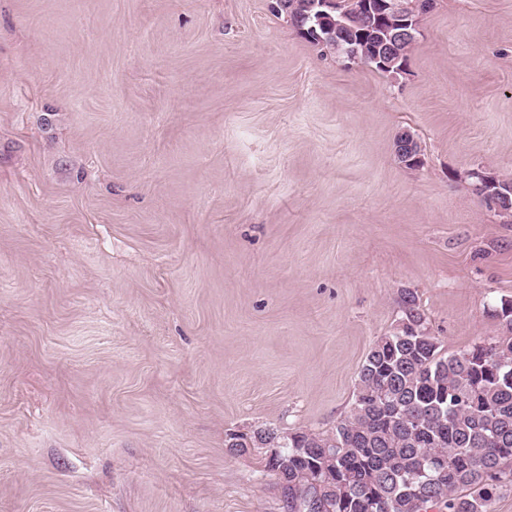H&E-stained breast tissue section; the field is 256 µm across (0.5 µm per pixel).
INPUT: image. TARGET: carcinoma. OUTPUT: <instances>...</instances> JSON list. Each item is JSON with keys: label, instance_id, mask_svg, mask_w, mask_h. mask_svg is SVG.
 <instances>
[{"label": "carcinoma", "instance_id": "cac0c4a2", "mask_svg": "<svg viewBox=\"0 0 512 512\" xmlns=\"http://www.w3.org/2000/svg\"><path fill=\"white\" fill-rule=\"evenodd\" d=\"M315 0H276L275 11L310 42L383 73L407 63L414 41L382 64L373 20L341 0L332 20ZM415 19L434 0H396ZM402 317L366 354L349 413L327 434L260 430L233 448L272 449L266 466L288 489V512H493L512 488V300L491 317L503 334L488 345L445 354L425 326L415 295L402 294Z\"/></svg>", "mask_w": 512, "mask_h": 512}]
</instances>
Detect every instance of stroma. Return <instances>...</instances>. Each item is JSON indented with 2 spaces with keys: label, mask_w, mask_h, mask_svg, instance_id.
<instances>
[{
  "label": "stroma",
  "mask_w": 512,
  "mask_h": 512,
  "mask_svg": "<svg viewBox=\"0 0 512 512\" xmlns=\"http://www.w3.org/2000/svg\"><path fill=\"white\" fill-rule=\"evenodd\" d=\"M271 2L0 0V512H287L231 435L334 428L403 291L500 335L512 0H434L397 74ZM419 145L414 136L408 132H401L396 138L395 154L399 160L405 163L420 162Z\"/></svg>",
  "instance_id": "obj_1"
}]
</instances>
